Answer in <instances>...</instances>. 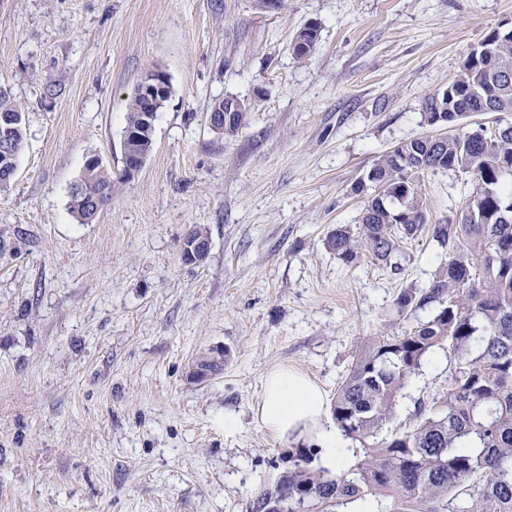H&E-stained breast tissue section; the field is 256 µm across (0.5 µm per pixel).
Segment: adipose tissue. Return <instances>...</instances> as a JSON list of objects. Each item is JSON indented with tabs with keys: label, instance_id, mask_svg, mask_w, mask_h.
I'll use <instances>...</instances> for the list:
<instances>
[{
	"label": "adipose tissue",
	"instance_id": "adipose-tissue-1",
	"mask_svg": "<svg viewBox=\"0 0 512 512\" xmlns=\"http://www.w3.org/2000/svg\"><path fill=\"white\" fill-rule=\"evenodd\" d=\"M326 410L323 391L302 373L280 368L269 373L256 410L259 424L279 438L318 433L323 444L322 464L330 471L345 468L349 458L342 438L335 431L321 429Z\"/></svg>",
	"mask_w": 512,
	"mask_h": 512
}]
</instances>
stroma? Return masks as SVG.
I'll return each mask as SVG.
<instances>
[{
  "instance_id": "1",
  "label": "stroma",
  "mask_w": 512,
  "mask_h": 512,
  "mask_svg": "<svg viewBox=\"0 0 512 512\" xmlns=\"http://www.w3.org/2000/svg\"><path fill=\"white\" fill-rule=\"evenodd\" d=\"M317 22L307 59L294 33ZM512 0H0V86L24 112L17 171L0 190V512H255L317 436L258 423L267 373L287 367L327 400L362 345L410 322L395 301L448 250L424 231L392 273L325 247L356 226L354 187L382 154L433 134L426 94L447 85ZM150 68L171 95L141 171L90 224L70 211L88 156L122 168L126 105ZM245 124L219 134L209 106ZM444 222L471 184L420 180ZM202 227L210 251L183 259ZM221 374L189 378L199 353ZM436 350L396 406L444 398ZM232 104L228 106V111L225 112H213L210 118V125L213 129H217L220 131H229L233 132L238 129L241 124H245L248 117V105L244 101L240 99L231 100ZM234 112H243L236 113L238 118L233 122V114ZM232 124V126H230ZM224 356H226L225 351L201 353L194 361V366L197 369L196 372L198 374L201 373L202 377L206 374H219L224 368Z\"/></svg>"
}]
</instances>
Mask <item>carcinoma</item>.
I'll return each mask as SVG.
<instances>
[{
    "mask_svg": "<svg viewBox=\"0 0 512 512\" xmlns=\"http://www.w3.org/2000/svg\"><path fill=\"white\" fill-rule=\"evenodd\" d=\"M318 25L293 36L299 59L314 50ZM484 43L492 54L472 51L452 80L427 95L423 123L443 118L447 134L435 142L418 136L378 157L358 181L368 188L358 232L332 230L326 248L345 265L369 257L395 273L402 244L427 225L419 175L461 172L472 192L454 219L433 225V238L448 246V264L425 288H406L398 312L413 319L401 336H376L359 352L336 392L331 414L342 435L359 446L354 464L333 475L313 467L314 453L299 448L290 466L256 500V512H345L353 503L367 512H512V123L467 127L472 112H512V35L495 31ZM160 111L133 94L124 130L142 135L138 150L150 154V115ZM0 137L16 150L24 139L21 106L0 89ZM112 174L103 166L81 178L70 208L82 224L98 212L86 202H112ZM430 311L421 319L418 312ZM448 348L453 366L448 396L415 404L409 425L384 431L401 390L437 348ZM223 351L194 361L201 375L224 368Z\"/></svg>",
    "mask_w": 512,
    "mask_h": 512,
    "instance_id": "obj_1",
    "label": "carcinoma"
}]
</instances>
